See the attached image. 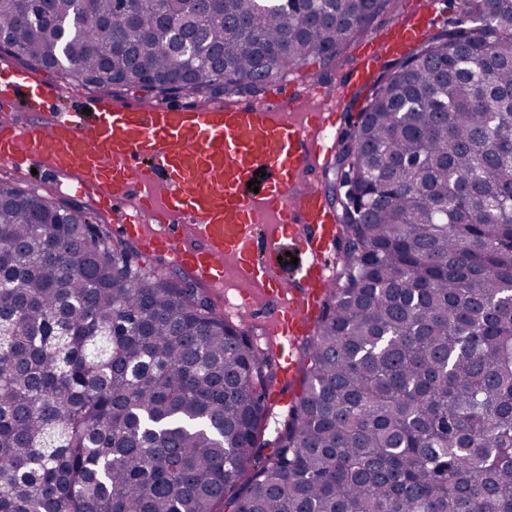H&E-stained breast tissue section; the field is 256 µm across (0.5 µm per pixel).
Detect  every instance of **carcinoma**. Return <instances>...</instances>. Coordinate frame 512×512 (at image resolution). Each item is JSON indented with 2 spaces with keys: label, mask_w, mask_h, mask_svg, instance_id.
<instances>
[{
  "label": "carcinoma",
  "mask_w": 512,
  "mask_h": 512,
  "mask_svg": "<svg viewBox=\"0 0 512 512\" xmlns=\"http://www.w3.org/2000/svg\"><path fill=\"white\" fill-rule=\"evenodd\" d=\"M389 2L0 0V53L233 101L327 69ZM175 25L203 50L179 55ZM332 168L337 274L266 455L273 354L81 208L0 179V512H512V0H460Z\"/></svg>",
  "instance_id": "cac0c4a2"
}]
</instances>
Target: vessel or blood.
I'll list each match as a JSON object with an SVG mask.
<instances>
[{
	"label": "vessel or blood",
	"mask_w": 512,
	"mask_h": 512,
	"mask_svg": "<svg viewBox=\"0 0 512 512\" xmlns=\"http://www.w3.org/2000/svg\"><path fill=\"white\" fill-rule=\"evenodd\" d=\"M432 17L424 9L381 38L359 46L352 83L372 81L378 60L404 56L424 40ZM38 81L16 72L0 86V163L17 169L38 163L57 181L60 192L79 188L115 215L119 229L147 251L163 250L173 264L212 288L224 286V261L241 266L242 285L234 310L250 300L256 285L278 294L279 256L293 238V225H323L335 218L322 193L308 187L292 199L308 165L318 162V143L335 137L336 123L306 105L307 91L290 89L287 99L227 102L186 108L176 103L116 104L92 95L77 107L39 109L23 124L11 118L16 101L41 98ZM265 171V189L255 194L248 182ZM161 224L147 233L145 217ZM269 225L257 235V224ZM306 276L312 287L331 278L317 256L320 239L306 243ZM283 336L304 322L291 306L276 315Z\"/></svg>",
	"instance_id": "1"
}]
</instances>
